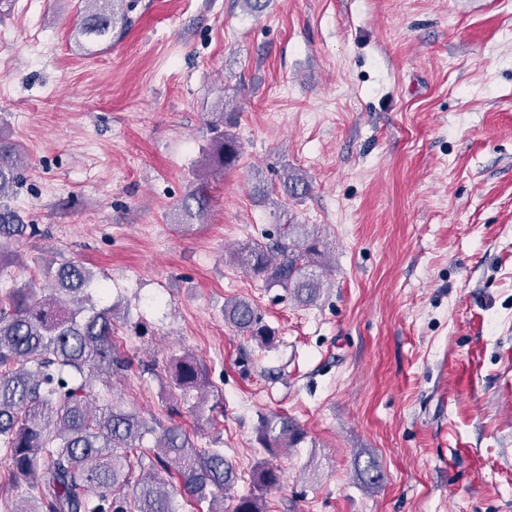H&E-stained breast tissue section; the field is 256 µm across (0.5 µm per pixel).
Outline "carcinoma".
<instances>
[{
	"instance_id": "cac0c4a2",
	"label": "carcinoma",
	"mask_w": 512,
	"mask_h": 512,
	"mask_svg": "<svg viewBox=\"0 0 512 512\" xmlns=\"http://www.w3.org/2000/svg\"><path fill=\"white\" fill-rule=\"evenodd\" d=\"M75 35L98 42L122 32L135 0H81ZM212 134L205 173L234 169L243 151L224 113H211ZM19 145L0 140V268L13 242L33 224H24L9 204L21 177ZM304 178L284 174L281 193L292 200L307 195ZM211 198L201 184L181 202L182 212L200 219ZM330 245L313 224H281L275 241L254 240L229 260L310 305L323 293V276L307 269L325 257ZM56 295L37 298L30 285L0 295V459L14 479L31 481L32 506L15 512H178L177 499L189 498L206 512H265L263 499L233 494L238 477L220 448H200L186 428L163 424L129 410L95 391L91 374L110 379L131 362L115 342V308L97 307L87 288L92 271L63 263L48 271ZM224 321L236 332L269 342L263 318L250 301L224 303ZM169 396L188 401L209 385L206 365L192 353L171 356ZM155 437L151 454L145 436ZM260 440L281 448L301 440L286 417L266 422ZM259 490L277 485V470L260 467Z\"/></svg>"
}]
</instances>
